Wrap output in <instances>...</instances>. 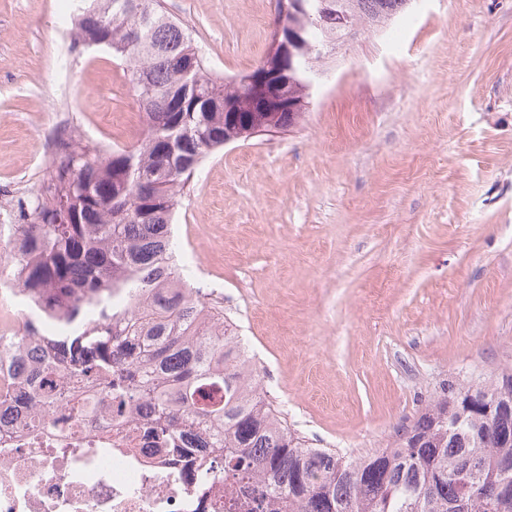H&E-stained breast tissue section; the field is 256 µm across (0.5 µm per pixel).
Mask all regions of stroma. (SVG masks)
<instances>
[{
	"label": "stroma",
	"instance_id": "obj_1",
	"mask_svg": "<svg viewBox=\"0 0 512 512\" xmlns=\"http://www.w3.org/2000/svg\"><path fill=\"white\" fill-rule=\"evenodd\" d=\"M78 0H0V233L54 146L141 132L125 65L60 53ZM212 73L253 70L274 0H164ZM290 131L200 166L174 224L268 398L317 448L386 447L451 382L512 368V0H414L324 58Z\"/></svg>",
	"mask_w": 512,
	"mask_h": 512
}]
</instances>
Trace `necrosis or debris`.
Masks as SVG:
<instances>
[{"label":"necrosis or debris","mask_w":512,"mask_h":512,"mask_svg":"<svg viewBox=\"0 0 512 512\" xmlns=\"http://www.w3.org/2000/svg\"><path fill=\"white\" fill-rule=\"evenodd\" d=\"M149 413L0 409V512H224L223 486L199 488L146 437Z\"/></svg>","instance_id":"necrosis-or-debris-1"}]
</instances>
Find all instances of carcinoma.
Listing matches in <instances>:
<instances>
[{"instance_id": "cac0c4a2", "label": "carcinoma", "mask_w": 512, "mask_h": 512, "mask_svg": "<svg viewBox=\"0 0 512 512\" xmlns=\"http://www.w3.org/2000/svg\"><path fill=\"white\" fill-rule=\"evenodd\" d=\"M281 2L274 17L296 71L286 55L262 62L285 103L305 108V73L347 36L336 17L382 27L412 0H303L302 12ZM76 38L124 61L142 130L131 168L124 149L60 139L44 200L17 225L12 289L37 313L42 350L24 395L45 412L60 402L85 411L98 397L122 414L151 406L143 431L174 464L204 485L235 487L256 512H512V369L443 386L373 452L314 448L291 431L223 312L198 301L174 243L175 209L200 163L227 140L251 139L249 113L224 111L248 98L247 76L214 75L162 0H88ZM172 54L194 61L196 88L169 65ZM197 430L206 443L179 445Z\"/></svg>"}]
</instances>
